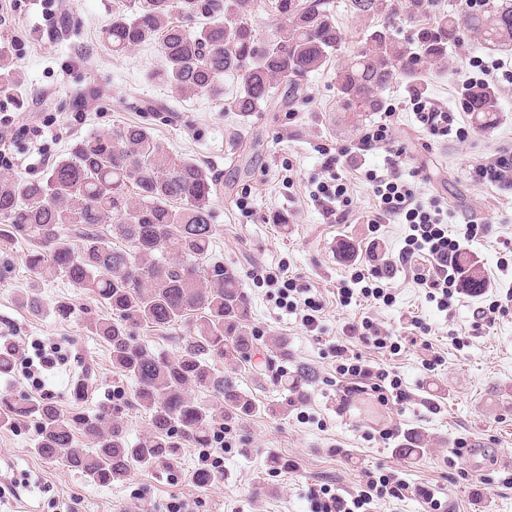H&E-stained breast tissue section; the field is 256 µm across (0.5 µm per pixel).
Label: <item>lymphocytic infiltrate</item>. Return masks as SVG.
<instances>
[{
  "label": "lymphocytic infiltrate",
  "mask_w": 512,
  "mask_h": 512,
  "mask_svg": "<svg viewBox=\"0 0 512 512\" xmlns=\"http://www.w3.org/2000/svg\"><path fill=\"white\" fill-rule=\"evenodd\" d=\"M417 121L431 136L443 138L456 135L464 139L469 135L466 127L456 125L455 116L447 109L429 102L418 103L415 110ZM384 152L383 170L364 169L362 178L368 182L377 201L378 222L401 221L407 224L409 233L405 245L396 259L390 261V270L405 267L417 258H424L428 265L415 275L419 285L426 290L429 302L437 309L450 310L452 300L458 291L456 256L462 243L476 239L486 232L487 227L474 221L448 227V211L440 202H421L410 183L403 177V149L396 145L389 123L379 122L364 128L348 146L326 153L323 161L325 177L318 181L309 193L310 199L320 207L326 219L342 224L350 215L351 201L347 181L343 172L349 162L365 160L366 156ZM263 282L279 286L287 307L298 314L302 324L309 330H316L319 315L323 309L321 301L307 295L305 290L296 288L292 278L282 273H266ZM407 487L402 483H389L375 479L373 473H366L363 489L358 495L345 497L332 492L330 488L310 487L308 499L312 512H360L373 500L385 497L403 496Z\"/></svg>",
  "instance_id": "f902f5d3"
}]
</instances>
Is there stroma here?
<instances>
[{"label":"stroma","instance_id":"obj_1","mask_svg":"<svg viewBox=\"0 0 512 512\" xmlns=\"http://www.w3.org/2000/svg\"><path fill=\"white\" fill-rule=\"evenodd\" d=\"M343 33L340 55L326 69L310 74L296 106L256 112L248 117L225 111L222 98L177 93L152 81L159 63L154 47L113 55L102 29L124 0H17L0 15V50L13 58L21 81L0 97V116L11 115L17 131L9 140L1 171L24 178L45 176L66 157L70 145L90 132H107L118 123L146 126L171 154L189 158L219 180L222 195L213 202V259L239 275L251 305L249 328L260 350L284 344L282 370L304 369L310 377L304 397L287 415L263 413L232 422L217 421L218 457L200 459L197 449H182L172 468L132 469L121 482L100 486L35 450L34 424L0 429V512H167L172 498L191 501L193 512H310L307 490L326 484L336 492L357 494L364 471L409 486L401 498L377 502L372 512H426L433 495L438 512H512V312L493 323L478 324L474 311L497 292L512 287V188L482 181L476 167L499 149L512 148V83H495L502 108L499 125L464 140L434 139L421 128L405 83L383 93L386 113L352 122L340 112L334 84L343 54L362 41L367 25L350 0H330ZM512 72V51L485 47L464 35L448 49V59L428 73L429 101L461 111L460 76L472 58ZM389 118L393 134L407 152V165L420 169L413 178L420 200L447 204L454 218L488 225L470 256L483 267L488 289L478 296L460 294L451 311H439L407 271L397 272L389 303L341 306L340 289L351 287L355 266L372 256L397 257L405 245L403 224H371L376 211L370 187L348 172L352 217L347 223L326 220L311 202L313 182L321 180L322 149L348 144L363 127ZM287 223L274 221L275 214ZM355 243L353 257L336 251L340 241ZM31 243L18 239L0 252L9 274L0 278V334L14 336L29 356L57 348L61 360L45 381L17 370L9 395L50 399L71 417L93 416L113 408L130 441L147 435L149 421L133 404L135 383L115 372L108 346L89 331L92 319L106 310L66 278L53 276L41 285L43 312L21 307L30 279L23 263ZM288 266L301 288L325 302L321 331H309L288 309L276 288L251 280L256 268ZM71 307L67 318L54 311L57 301ZM368 316L393 332L398 353L356 345V353L397 375L403 395L381 404L369 389L354 387L336 370L334 343L344 325ZM431 330L427 344L413 343L411 320ZM457 333L460 344L448 343ZM439 365H431L432 356ZM220 370L258 404L291 399L274 372L257 362L224 361ZM84 395L74 399L73 389ZM423 435L424 455H398L409 433ZM464 449L453 457V449ZM282 458L285 469L268 473V456ZM215 469L218 479L197 485L193 474Z\"/></svg>","mask_w":512,"mask_h":512}]
</instances>
